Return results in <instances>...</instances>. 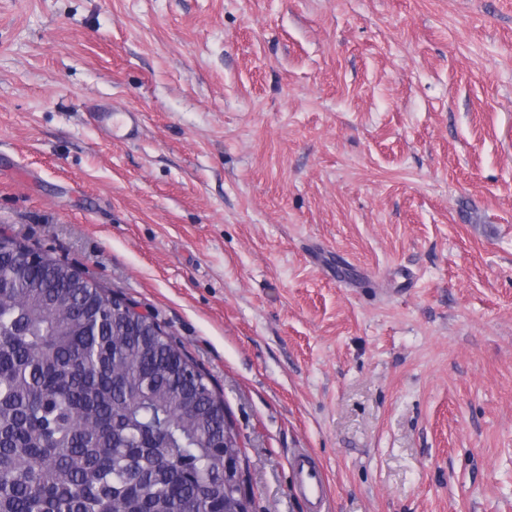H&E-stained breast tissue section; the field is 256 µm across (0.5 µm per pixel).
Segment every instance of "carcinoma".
<instances>
[{
	"mask_svg": "<svg viewBox=\"0 0 512 512\" xmlns=\"http://www.w3.org/2000/svg\"><path fill=\"white\" fill-rule=\"evenodd\" d=\"M23 241L0 252V512H254L224 485V397L158 323Z\"/></svg>",
	"mask_w": 512,
	"mask_h": 512,
	"instance_id": "carcinoma-1",
	"label": "carcinoma"
}]
</instances>
